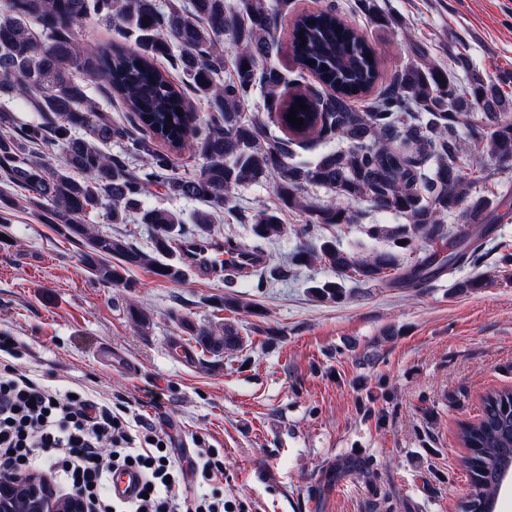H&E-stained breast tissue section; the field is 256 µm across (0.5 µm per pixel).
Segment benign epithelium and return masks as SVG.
Instances as JSON below:
<instances>
[{
    "label": "benign epithelium",
    "instance_id": "7a95c632",
    "mask_svg": "<svg viewBox=\"0 0 512 512\" xmlns=\"http://www.w3.org/2000/svg\"><path fill=\"white\" fill-rule=\"evenodd\" d=\"M21 503L28 512H87L81 498L56 496L47 477L32 473L0 481V512H17Z\"/></svg>",
    "mask_w": 512,
    "mask_h": 512
}]
</instances>
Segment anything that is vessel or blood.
Returning a JSON list of instances; mask_svg holds the SVG:
<instances>
[{
    "label": "vessel or blood",
    "mask_w": 512,
    "mask_h": 512,
    "mask_svg": "<svg viewBox=\"0 0 512 512\" xmlns=\"http://www.w3.org/2000/svg\"><path fill=\"white\" fill-rule=\"evenodd\" d=\"M180 251L191 272L210 277L222 276L230 268L249 272L265 263L262 252L243 245L228 249L225 248L223 240L218 238L186 241L181 245ZM139 489L140 477L134 470L116 475L111 485V493L117 499L132 498Z\"/></svg>",
    "instance_id": "vessel-or-blood-1"
}]
</instances>
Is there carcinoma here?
Instances as JSON below:
<instances>
[{"label":"carcinoma","instance_id":"carcinoma-1","mask_svg":"<svg viewBox=\"0 0 512 512\" xmlns=\"http://www.w3.org/2000/svg\"><path fill=\"white\" fill-rule=\"evenodd\" d=\"M289 5L290 0H0V100L23 98L40 115L38 122L11 132L12 115L0 106V176L26 190L29 203L44 209L47 222L62 235L82 244L83 262L109 286L125 284L130 265L170 282L183 280V268L172 256L191 231L180 215L144 206L142 196L153 186L170 197L207 203L209 209L192 216L197 232L206 233L212 211L232 208V190L276 176L277 207L245 217L253 234L279 239L287 232L280 212L297 210L305 216L299 228L305 243L293 261L324 263L365 281L381 279L396 267L397 257L387 252L353 256L328 239L307 243L316 227L348 224L350 216L341 205L309 201L302 196L305 186L333 189L344 199H368L409 217L410 231L394 233L375 224L369 228L373 238L389 234L405 241L413 234L433 240L440 233L439 216L465 203L476 217L493 205L487 197L472 195L475 179L457 163L460 145L452 131L469 122L470 113H481L490 128L486 154L511 161L512 122L502 119L508 99L500 86L472 70L468 55L460 52L455 66L468 76V89L441 67L412 63L360 109L356 99L374 85L378 59L365 36L331 7L297 17L291 47L301 66L296 81L304 80L306 70L335 89L318 100L324 113L318 136L339 139L347 147L312 165L288 163V144L271 136L264 124L247 119L240 105L259 86L266 92L267 111H280L285 77L272 59ZM87 19L112 23L117 32L134 38L136 49L121 43L101 51L80 45L74 29ZM224 36L237 49L234 75L227 81L220 79ZM163 60L168 67L160 65ZM171 70L179 73L181 84L173 83ZM92 73L103 77L109 95L121 100L128 125L112 124L89 102L86 80ZM188 94L206 102L205 118L191 111ZM415 112L430 115L426 125L412 122ZM114 138L124 141L125 155L104 151ZM159 140L169 144L168 151L155 148ZM43 145L62 149L57 167L37 156L35 149ZM186 145L199 160L189 175L175 172L169 155ZM127 155L140 158L142 165L130 166ZM429 155L438 158V165L425 182L419 167ZM100 207L113 224L134 217L151 226V251L90 230L84 217ZM480 257V246L464 240L448 254V265H475ZM312 291L326 302L343 297L334 282ZM186 329L209 353L241 346L231 325L217 331ZM481 403L480 419L459 425L470 485L460 512H494L497 494L512 475V390H491Z\"/></svg>","mask_w":512,"mask_h":512}]
</instances>
